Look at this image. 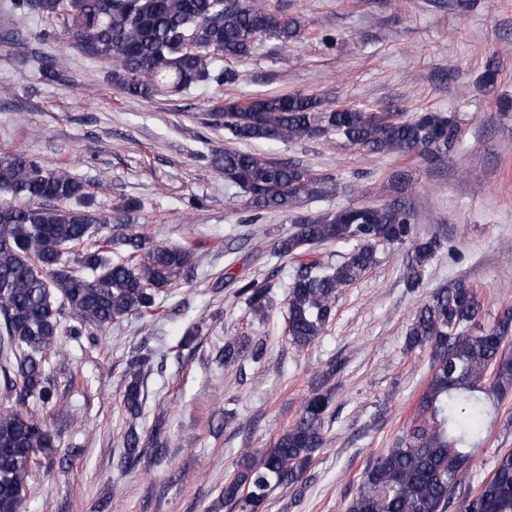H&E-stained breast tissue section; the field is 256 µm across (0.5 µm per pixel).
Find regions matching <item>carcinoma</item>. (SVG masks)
Segmentation results:
<instances>
[{
    "label": "carcinoma",
    "mask_w": 512,
    "mask_h": 512,
    "mask_svg": "<svg viewBox=\"0 0 512 512\" xmlns=\"http://www.w3.org/2000/svg\"><path fill=\"white\" fill-rule=\"evenodd\" d=\"M22 16L58 21L90 57L107 63L112 83L124 93L151 100L196 85H230L238 74L230 63L250 53L262 36L284 43L297 39L299 23L267 0H12ZM31 36L17 35L15 67L34 51ZM42 75L53 79L65 67L62 51L40 56ZM214 116L237 141L297 142L335 137L371 154L418 150L436 155L452 147L457 126L440 112L406 119L398 112H369L351 105L326 106L303 93L264 94L229 103ZM224 181L242 189L254 216L288 211L306 199L323 198L336 187L294 161L226 148L213 160ZM0 375L5 393L47 405L56 398L45 374L47 356L60 355V311L70 309L77 339L87 329L105 333L127 316L154 317L161 297L193 264L188 247L154 244L124 218L110 226L85 203L86 185L66 166L45 170L33 158L0 153ZM353 244L345 260L321 267L300 264L286 295V331L304 348L331 322L336 295L375 263L377 247L411 244L403 277L419 286L424 268L444 248L432 236H414L412 215L400 204L351 205L316 217H301L294 229L275 238L276 257H306L307 247ZM271 285L243 282L248 315L263 321L272 306ZM477 292L460 283L441 288L413 315L406 347L429 351L431 375L412 419L395 447L368 461L347 512H448L454 504L482 428L488 403L512 392V307L492 325L480 322ZM136 358L125 371L123 463L139 461L145 440L138 432L144 401L142 366ZM332 396L316 388L301 413L259 456L247 452L224 481V506L260 512L271 490L302 481L324 445L323 428ZM51 448L39 417L0 411V512H18L19 477L37 449ZM458 512H512V451L497 456L493 475L474 495L461 497Z\"/></svg>",
    "instance_id": "1"
}]
</instances>
